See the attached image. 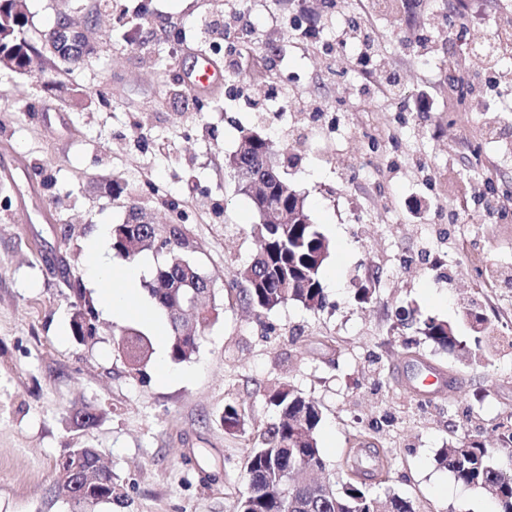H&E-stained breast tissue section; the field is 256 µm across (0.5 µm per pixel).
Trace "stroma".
Returning <instances> with one entry per match:
<instances>
[{"mask_svg":"<svg viewBox=\"0 0 512 512\" xmlns=\"http://www.w3.org/2000/svg\"><path fill=\"white\" fill-rule=\"evenodd\" d=\"M116 2L119 19L82 0L74 19H95L97 49L80 68L64 72L49 56L31 76L0 70V512H69L54 469L70 447L97 449L120 486L119 499L91 512H235L247 450L279 418L268 394L288 383L323 410L317 441L328 474L346 468L354 436L378 422L367 444L392 448L393 459L374 491L407 497L416 512H495L484 489L435 458L456 429L492 445L501 409H512V346L467 365L395 311L416 308L465 336L474 299L512 327V288L480 289L464 252L473 242L512 268V93L474 112L448 81L480 73L458 50L454 21L479 43L502 0H396L395 28L370 0H341L331 15L322 0H150L147 41L127 35L139 0ZM233 11L250 26L241 46L257 53L279 37L264 81L287 85V99L259 110L222 88L204 108L192 93L172 97L169 85L196 55L225 60L208 23ZM352 15L378 31L386 69L403 77L401 98L355 66V47L327 58ZM426 30L427 53L402 47L404 34ZM57 82L64 93L50 92ZM317 100L327 120L315 125L296 104ZM244 129L273 141L330 242L322 310L254 311L232 288L255 253L258 221L224 168ZM109 180L124 193L104 195ZM134 205L156 223L187 224L216 287L218 315L192 359L172 363L170 380L152 363L141 375L129 368L116 344L122 325L89 278L98 258L89 240L99 225L126 222ZM371 270L372 298L357 303ZM75 285L99 323L82 345L69 329ZM430 365L451 381L443 394L414 391ZM229 403L244 410V432L221 425ZM82 405L100 420L79 430L66 413Z\"/></svg>","mask_w":512,"mask_h":512,"instance_id":"35a3bbf8","label":"stroma"}]
</instances>
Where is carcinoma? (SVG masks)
I'll return each instance as SVG.
<instances>
[{
  "label": "carcinoma",
  "instance_id": "1",
  "mask_svg": "<svg viewBox=\"0 0 512 512\" xmlns=\"http://www.w3.org/2000/svg\"><path fill=\"white\" fill-rule=\"evenodd\" d=\"M14 0H0V28L10 29L0 46L10 50L17 66L30 72L43 60V52L29 37V20L25 14L13 13ZM246 143L242 154L225 156V165L236 161L241 179L239 191L251 196L255 212L267 207H284L297 213L298 221L287 224H255L252 233L256 253L251 262L237 272L241 283L242 301L260 311H271L288 303L318 311L326 304L320 271L328 256L329 244L311 223L306 201L285 178L281 169L271 171L264 156L271 153L267 138L253 130L242 131ZM138 236L128 238L127 227L112 225V250L129 260L145 250L177 255V258L156 267L146 285L150 297L167 316L169 357L176 363L190 360L199 348V332L189 329L185 315L172 309L187 310L194 294L200 299L215 300L214 282L203 273L192 253L183 250L187 241L185 224H139ZM464 319L474 333L475 347L485 342L495 345L492 333L496 325L479 308L464 312ZM403 321L418 323V330L430 343L446 350H457L462 356L472 354V348L459 336L457 327L435 317L421 318L416 310L406 309ZM130 367L136 372L150 361L153 343L142 331L127 327L117 342ZM269 403L280 413L277 425L261 435L250 449L245 466L246 489L237 508L247 512H415L411 501L396 494L381 497L367 484L342 475L339 481L324 482L318 497L309 495L300 471L311 467L325 469V461L317 442L322 411L317 402L302 390L283 385L272 391ZM78 427H90L98 415L88 407L75 409L70 415ZM224 429L240 431L245 425V413L233 404L224 407L221 417ZM486 444L462 433L455 435L448 446L440 449L436 463L450 471L465 485L480 487L490 493L497 512H512V466L499 467L490 463ZM98 452L94 448H67L55 464L56 485L70 489L71 512H86V507L100 502H112V474L96 469Z\"/></svg>",
  "mask_w": 512,
  "mask_h": 512
}]
</instances>
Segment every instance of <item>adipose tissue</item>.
<instances>
[{
	"mask_svg": "<svg viewBox=\"0 0 512 512\" xmlns=\"http://www.w3.org/2000/svg\"><path fill=\"white\" fill-rule=\"evenodd\" d=\"M144 272L145 267L141 264H132L116 271L102 263L95 268L93 281L103 289V304L110 317L119 320L136 319L160 336L164 333V325L158 309L142 302L139 297V285Z\"/></svg>",
	"mask_w": 512,
	"mask_h": 512,
	"instance_id": "adipose-tissue-1",
	"label": "adipose tissue"
}]
</instances>
